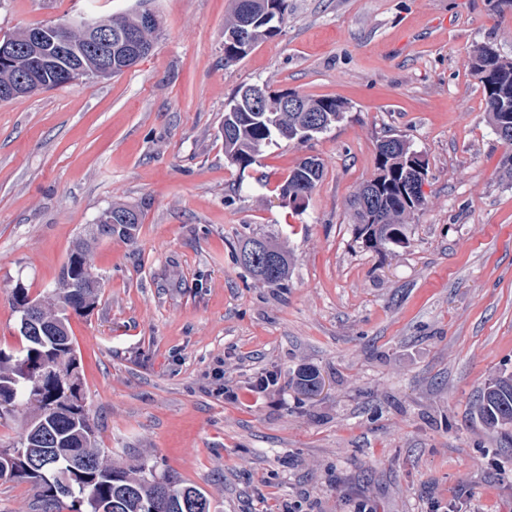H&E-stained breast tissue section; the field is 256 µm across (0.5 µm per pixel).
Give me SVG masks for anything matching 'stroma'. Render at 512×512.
I'll use <instances>...</instances> for the list:
<instances>
[{
  "label": "stroma",
  "instance_id": "obj_1",
  "mask_svg": "<svg viewBox=\"0 0 512 512\" xmlns=\"http://www.w3.org/2000/svg\"><path fill=\"white\" fill-rule=\"evenodd\" d=\"M139 0H0V37ZM153 50L107 80L0 102V348L18 346L13 288L56 287L76 239L113 205L134 239L93 246L104 288L70 318L101 445L126 466L203 489L212 512H512V436L473 414L512 372V180L467 62L512 59L494 0H291L280 32L232 66L233 0H150ZM346 102L313 139L224 157V105L243 85ZM428 164L409 242L363 245L350 201L377 143ZM324 164L303 210L278 187ZM281 246L285 287L236 261ZM223 368L215 380V368ZM313 368L312 396L292 382ZM277 383L257 391L265 374Z\"/></svg>",
  "mask_w": 512,
  "mask_h": 512
}]
</instances>
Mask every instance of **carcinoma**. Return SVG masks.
<instances>
[{
  "label": "carcinoma",
  "mask_w": 512,
  "mask_h": 512,
  "mask_svg": "<svg viewBox=\"0 0 512 512\" xmlns=\"http://www.w3.org/2000/svg\"><path fill=\"white\" fill-rule=\"evenodd\" d=\"M289 0H235L232 13L224 23V31L235 30L243 18L250 19L249 44L224 42V66L246 57L267 38L280 32L288 19ZM112 32L137 28V13L132 11L108 19ZM27 31H19L0 39L1 44L15 47L6 62H0V89L15 84L33 70L24 50ZM69 59L56 58L37 74L41 88L48 89L70 82L65 76ZM472 74L478 79L492 127L504 124L512 115V60L503 57L491 43L478 46L468 60ZM281 93L271 92L257 112L237 106L240 91H235L224 110L220 136L224 140V157L246 169L256 162L263 148L279 139L304 142L315 132L301 138L289 133L308 125L305 113L319 111L325 116L328 130L340 121L347 110L336 97L301 96L304 108L285 111ZM393 148L379 142L376 149V171L371 181L375 188L372 215L378 221L353 210L355 230L367 247L379 252L401 247L408 242L407 226L425 200L403 194L407 181L406 160L413 148L409 142L391 136ZM323 163L316 169L303 159L288 175L280 195L293 189L310 196L322 177ZM136 211L125 206H111L101 214L103 224L98 234L75 241L62 266L58 287L41 299L45 317L58 320L61 311L82 314L94 309L103 285L95 288H69L67 281L82 283L99 280L92 270V242L102 234L118 233L133 238L138 222L125 224ZM112 225H106V222ZM236 261L257 280L282 286L288 279V257L279 246L262 239H250L240 248ZM21 346L11 350L0 348V419H20L21 432L8 446L11 454L0 456V479L30 482L39 489L33 503L35 512H211L209 496L199 487L169 476L156 477L143 460L132 467H122L100 448L99 431L90 415L83 393L80 362L69 331L60 336H31L21 333ZM30 362H42L52 369L39 387L21 376ZM319 386L318 374L312 369L298 372L296 387L304 395ZM475 416L488 428L512 426V373L502 372L481 389L474 405Z\"/></svg>",
  "instance_id": "carcinoma-1"
}]
</instances>
